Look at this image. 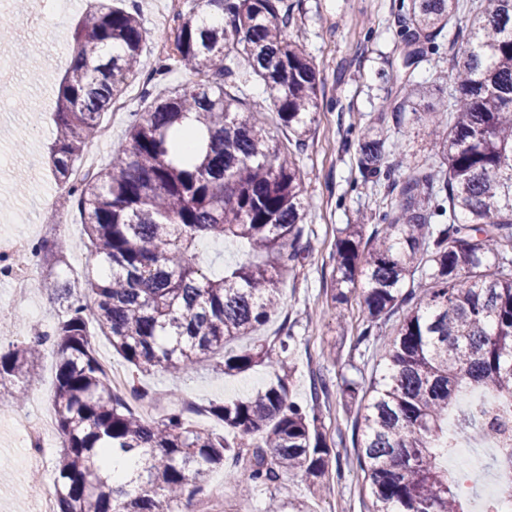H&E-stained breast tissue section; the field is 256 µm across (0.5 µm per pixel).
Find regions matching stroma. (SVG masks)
<instances>
[{"mask_svg":"<svg viewBox=\"0 0 512 512\" xmlns=\"http://www.w3.org/2000/svg\"><path fill=\"white\" fill-rule=\"evenodd\" d=\"M147 31L141 62L132 81L140 89L120 112L105 115L111 127L109 141L101 143L96 161L104 167L113 143L124 139L135 112L144 107L143 92H164L188 82L186 72L175 65V37L180 19L191 0H128ZM294 6L290 35L299 41L320 72L319 109L313 133L296 157L304 173L303 189L310 207L306 229L298 248L301 260L282 284V310L249 335L232 343L233 349H249L291 335L288 363L292 369L289 397L301 406L315 409L328 438L339 453L343 476L329 478L318 498H310L300 475L283 474L274 488H256L242 497L225 471L213 469L207 476L208 493L196 498L192 512H265L270 494L283 501L306 499L312 512H369V485L357 464L355 429L357 407L343 406L336 386L350 366L361 363L364 379L380 371L379 356L361 360L355 348L364 321L359 301L348 307L345 324H338L330 300L333 279L331 255L336 230L357 221L370 224L386 188L364 182L355 160L357 130L382 111L386 85L383 75L404 70L400 36L401 0H289ZM92 0H24L23 15L0 31V49L25 61L15 90L0 91V233L13 232L35 239L59 237L66 241V263L58 272L78 277L93 261L82 241L81 219L63 211L62 192L50 169L48 147L55 130L56 92L70 67L76 47L74 27ZM39 12V26L25 28L24 16ZM53 34L54 46L63 60L54 69L30 55L29 39L38 33ZM169 62L166 75H157L160 62ZM384 160L397 166L404 154L432 157L424 124L386 115ZM11 290L0 281V308L12 312L11 321L0 324V348L26 338L31 327L51 331L57 321V306L44 283L42 268L34 270V284L26 304L10 301ZM57 348L46 343L36 377L26 385L23 400L0 395V512H32L34 499L43 488L55 484L54 460L61 438L55 422L53 399ZM325 377L330 389L315 392L313 380ZM271 377L263 365L243 373L227 374L215 361H206L193 371L172 377L157 370L142 375L140 385L149 399L137 405L138 413L158 417L173 399H188L187 417L200 425H211L207 409L214 402L249 398L260 392ZM44 417L47 446L36 464H28L16 422L20 415Z\"/></svg>","mask_w":512,"mask_h":512,"instance_id":"35a3bbf8","label":"stroma"}]
</instances>
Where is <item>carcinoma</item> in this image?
Segmentation results:
<instances>
[{"label": "carcinoma", "instance_id": "cac0c4a2", "mask_svg": "<svg viewBox=\"0 0 512 512\" xmlns=\"http://www.w3.org/2000/svg\"><path fill=\"white\" fill-rule=\"evenodd\" d=\"M476 2L471 24L451 39L449 86L424 105L435 162L405 158L409 174L399 182L383 168L382 122L357 135L361 174L392 184L372 231L338 229L333 254L336 319L359 299L366 318L356 346L381 345L387 361L369 386L345 379L340 388L358 406L357 459L371 512H468L437 462L449 448L448 410L468 386L512 405V0ZM459 4L408 0L402 40L417 48L406 66L439 53L436 39ZM197 6L176 39L177 63L197 80L134 113L108 165L79 184L76 163L136 73L147 32L123 0H95L74 29L84 63L60 84L51 162L55 181L67 186L65 202L78 203L97 270L52 280L65 263L63 245L37 241L32 258L47 270L57 322L50 334L33 329L0 350L1 387L35 376L48 340L58 348V512H179L228 459L244 473L225 480L243 492L300 472L314 496L340 471L318 416L288 400L280 375L254 398L211 404L219 432L190 424L175 401L142 419L113 392L95 354L94 324L141 374L161 369L177 378L220 353L226 373L275 370L288 358L289 335L276 348L227 349L280 312V283L296 268L309 206L294 152L241 113L231 89L259 81L299 148L311 134L319 71L288 34L285 0ZM212 7L227 24L203 23ZM425 97L408 76L387 91L386 108L415 112ZM187 138L197 142L193 153L182 149ZM203 236L242 242L258 259L212 273L199 260ZM395 312L402 319L394 334L372 335ZM131 452L140 466L119 485L107 463Z\"/></svg>", "mask_w": 512, "mask_h": 512}]
</instances>
